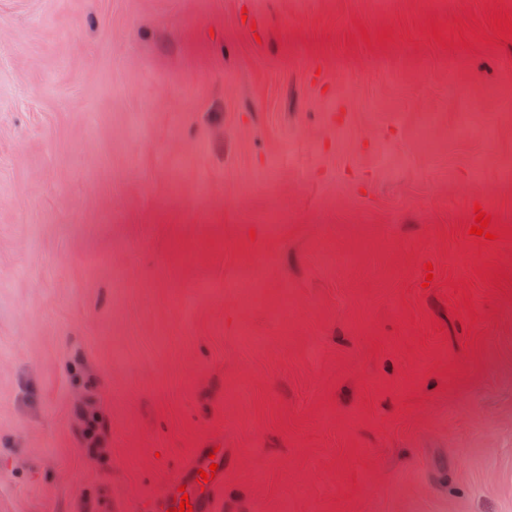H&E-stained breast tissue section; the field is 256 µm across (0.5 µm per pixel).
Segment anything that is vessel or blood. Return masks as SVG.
<instances>
[{
	"mask_svg": "<svg viewBox=\"0 0 512 512\" xmlns=\"http://www.w3.org/2000/svg\"><path fill=\"white\" fill-rule=\"evenodd\" d=\"M223 453L212 454L200 448L192 453L183 468L172 475L162 490L146 496L134 505L133 512H170L179 506L181 496H188L193 512H215L217 500L224 486ZM214 469V478L205 480L202 470Z\"/></svg>",
	"mask_w": 512,
	"mask_h": 512,
	"instance_id": "obj_1",
	"label": "vessel or blood"
}]
</instances>
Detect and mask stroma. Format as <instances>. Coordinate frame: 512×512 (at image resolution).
I'll return each instance as SVG.
<instances>
[{"label":"stroma","instance_id":"obj_1","mask_svg":"<svg viewBox=\"0 0 512 512\" xmlns=\"http://www.w3.org/2000/svg\"><path fill=\"white\" fill-rule=\"evenodd\" d=\"M506 17L0 0V512H512ZM209 453H213L215 458L210 459ZM212 463L218 464L216 471L209 469ZM199 469H203L209 475L208 483H204L203 478L197 474ZM211 473H215L214 478H211ZM181 485H186L184 492H178ZM201 486H204V492H201ZM223 486V448H219L217 453H214V448H198L188 457L184 467L168 479L160 492L146 496L131 510L134 512H167L171 507H176L179 510L180 498L188 493L193 512H216L217 500Z\"/></svg>","mask_w":512,"mask_h":512}]
</instances>
